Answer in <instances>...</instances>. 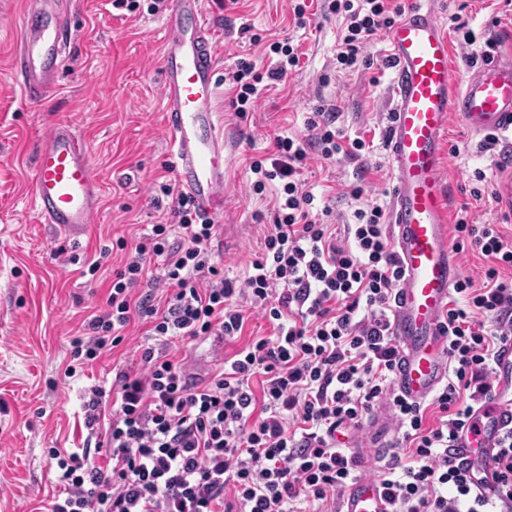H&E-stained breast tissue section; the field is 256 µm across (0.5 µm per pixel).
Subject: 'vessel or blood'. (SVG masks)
<instances>
[{"label":"vessel or blood","instance_id":"obj_1","mask_svg":"<svg viewBox=\"0 0 512 512\" xmlns=\"http://www.w3.org/2000/svg\"><path fill=\"white\" fill-rule=\"evenodd\" d=\"M57 0L25 6L19 48L12 58L17 85L37 102L57 86L59 57L70 37ZM393 64V117L386 135L394 190L390 224L403 278L391 305V332L399 345L396 391L427 400L448 377V338L440 318L462 267L450 242V208L443 150L451 117L476 134L512 147V55L487 62L456 84L448 36L431 0H408L386 32ZM215 30L206 0H172L164 24L161 60L163 122L181 190L204 214L224 215V138L216 124ZM31 202L39 220L64 230L94 223L102 182L85 142L67 122L44 135L35 161ZM495 390L475 407L454 448L472 463L475 490L493 498L498 480L488 461L512 433V336L498 349ZM381 486L358 481L344 491L342 512H391Z\"/></svg>","mask_w":512,"mask_h":512}]
</instances>
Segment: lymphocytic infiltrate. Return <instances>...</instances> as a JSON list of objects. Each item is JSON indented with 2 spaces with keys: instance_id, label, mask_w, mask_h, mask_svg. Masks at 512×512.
<instances>
[{
  "instance_id": "obj_1",
  "label": "lymphocytic infiltrate",
  "mask_w": 512,
  "mask_h": 512,
  "mask_svg": "<svg viewBox=\"0 0 512 512\" xmlns=\"http://www.w3.org/2000/svg\"><path fill=\"white\" fill-rule=\"evenodd\" d=\"M340 16L336 61L356 68L368 42L389 29L402 8L395 0H327ZM273 68L239 59L224 74L235 112L252 111L264 81H280L300 64L289 40L269 45ZM335 105L306 117V137L283 136L272 160L253 159L250 186L260 195L282 183L262 253L243 283L224 278L213 259L214 222L171 185L174 224H155L127 254L107 308L71 341L68 373L117 347L120 330L138 315L153 336L196 340L240 336L249 313L273 326L225 360L209 379L193 382L180 362L144 348L137 369L117 372L111 389L92 387L83 409L88 427L111 404L106 465L79 448L57 461L60 487L47 512H303L326 506L360 479L362 460L339 448L336 434L360 429L377 404L393 411L412 463L399 455L371 475L392 512H512V435L493 455L502 492L476 495L470 466L452 443L475 403L492 395L498 346L512 336V241L498 225L458 220V251L487 261L482 285L454 286L458 299L442 321L452 377L431 404L407 401L393 386L398 344L390 306L402 270L382 206L354 209L342 234L332 232L330 206L314 208L300 175L310 152L324 159L362 157L363 139L347 138ZM162 260L168 293L158 294L147 262ZM260 390H253V381Z\"/></svg>"
}]
</instances>
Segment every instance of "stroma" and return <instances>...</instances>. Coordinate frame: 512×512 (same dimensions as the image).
I'll use <instances>...</instances> for the list:
<instances>
[{
  "instance_id": "1",
  "label": "stroma",
  "mask_w": 512,
  "mask_h": 512,
  "mask_svg": "<svg viewBox=\"0 0 512 512\" xmlns=\"http://www.w3.org/2000/svg\"><path fill=\"white\" fill-rule=\"evenodd\" d=\"M23 0H0V512H45L58 489L50 449L82 447L88 434L82 409L85 391L111 386L115 370L132 365L145 347L160 348L148 320L134 317L124 342L92 365L67 374L70 341L90 316L105 309L112 280L124 263L118 238L134 240L153 224L174 218L169 200L154 190L174 182L163 126L160 38L163 13L131 12L114 0H71L68 20L74 34L59 70L58 91L37 104L24 101L15 84L11 59ZM220 69L248 54L270 65L250 37L262 33L291 38L301 52L297 71L264 87L253 112L238 118L227 84L212 103L227 145L224 218L213 241L215 259L226 277L244 280L261 252L263 228L257 212H268L276 187L252 195L251 158H267L277 137L305 135V117L320 101L335 104L337 127L363 136L370 148L357 160L315 156L303 178L316 207L330 206L339 223L349 222L358 205L389 207L392 175L386 132L393 108L392 69L383 37L367 47V66L336 73L339 19L324 0H313L306 26H297L292 0H209ZM441 23L460 17L483 48L488 37L512 42V0H432ZM59 122L74 124L101 176L102 207L96 224L77 241L57 226L41 223L30 203L34 156L41 135ZM459 119L449 127V184L452 219L502 225L512 239V208L499 200V188L512 180V150L484 147ZM483 182H475V171ZM361 184V199L350 185ZM481 197H474L473 188ZM97 272H90L91 264ZM271 325L250 315L243 335L225 340L172 341L169 351L194 380L205 379L245 340L267 336ZM397 431L388 409L367 416L353 442L373 470L394 451Z\"/></svg>"
}]
</instances>
